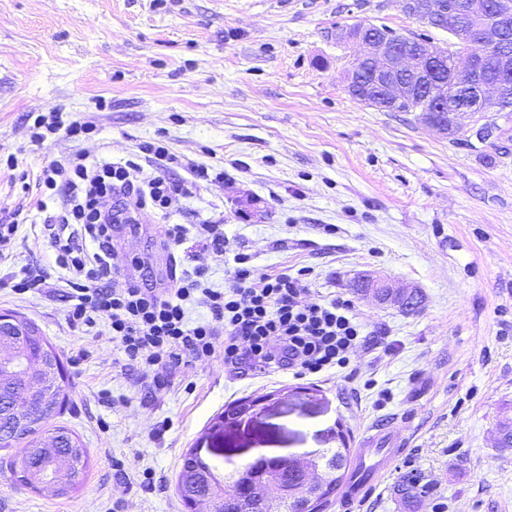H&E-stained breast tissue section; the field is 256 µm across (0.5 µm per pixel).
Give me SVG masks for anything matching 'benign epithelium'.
Wrapping results in <instances>:
<instances>
[{"label":"benign epithelium","instance_id":"benign-epithelium-1","mask_svg":"<svg viewBox=\"0 0 512 512\" xmlns=\"http://www.w3.org/2000/svg\"><path fill=\"white\" fill-rule=\"evenodd\" d=\"M405 13L426 27H432L445 14L457 15L472 25L473 36L454 58L452 93L431 89V95L447 100L448 111L454 119L456 134L468 139L487 141L494 137L489 128L488 112H506L508 89L512 86V52L506 49L512 39L508 19L512 16L509 0H402ZM359 46L357 59L373 69L378 87L371 98L355 95L358 100L382 111L388 104L408 102L415 88L410 77H423L424 62L439 58V51L427 45L423 53L401 46V39L391 35L379 38L370 26L361 25L351 32ZM362 294L371 295L383 304L410 308L419 300L413 287L394 288L382 277L366 275L360 279ZM18 320L0 314V406H8L3 398L7 389L20 385L28 395L37 397L45 387L38 377L37 359L10 341L22 335L16 328ZM38 461L25 465L39 484L60 485L65 482L58 471L56 452L43 448L36 454Z\"/></svg>","mask_w":512,"mask_h":512}]
</instances>
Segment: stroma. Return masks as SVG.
I'll list each match as a JSON object with an SVG mask.
<instances>
[{"label":"stroma","instance_id":"stroma-1","mask_svg":"<svg viewBox=\"0 0 512 512\" xmlns=\"http://www.w3.org/2000/svg\"><path fill=\"white\" fill-rule=\"evenodd\" d=\"M359 24L451 41L400 0H0V220L23 218L0 249V313L36 324L58 354L54 422L88 451L82 483L56 496L18 482L15 449H0V512H188L176 485L189 450L221 477L261 455L358 448L387 421L408 447L356 512H512V450L495 446L512 416V140L453 142L419 113L354 99L358 49L339 34ZM56 115L93 131L34 142L35 120ZM157 140L175 157L168 176L190 165L208 176L170 215L141 210L134 234L113 231L118 281L145 269L171 287L190 253L213 288L239 253L263 271L309 266L303 302L350 298L375 344L317 379H241L219 355L161 372L157 392L106 318L71 325L58 203L34 183L75 153L122 162ZM218 218L220 254L194 235ZM170 223L189 228L183 245L166 238ZM27 269L42 287L20 290ZM368 272L416 287L420 312L353 294ZM241 400L255 402L252 418L216 434ZM410 480L413 503L399 493Z\"/></svg>","mask_w":512,"mask_h":512}]
</instances>
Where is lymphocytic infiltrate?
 <instances>
[{
    "label": "lymphocytic infiltrate",
    "mask_w": 512,
    "mask_h": 512,
    "mask_svg": "<svg viewBox=\"0 0 512 512\" xmlns=\"http://www.w3.org/2000/svg\"><path fill=\"white\" fill-rule=\"evenodd\" d=\"M144 151L157 173L138 184L128 163L89 165L79 155L50 164L36 181L40 192L59 197L57 223L78 225L95 246L90 253L63 235L53 240L56 265L76 276L67 294L71 325L106 317L113 342L144 368H177L220 354L225 370L239 376L283 370L316 376L345 367L357 346L370 344L348 300L303 302L311 274L305 266L261 272L241 253L221 289L208 286L200 265L184 271L171 292L114 282L112 225L119 215L147 207L167 215L188 193V181L159 173L170 159L164 144ZM116 197L118 211L111 204ZM193 305L205 307L208 318L190 322Z\"/></svg>",
    "instance_id": "lymphocytic-infiltrate-1"
}]
</instances>
